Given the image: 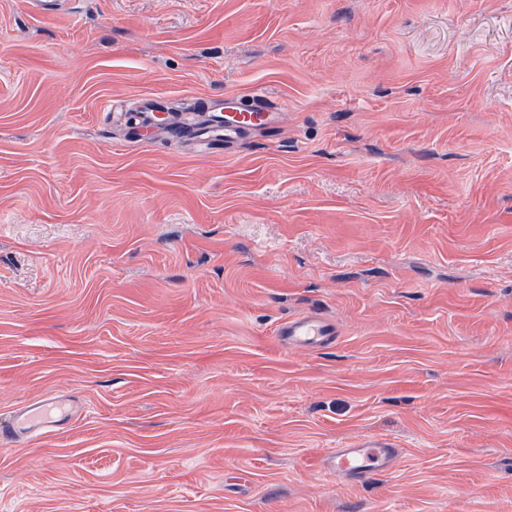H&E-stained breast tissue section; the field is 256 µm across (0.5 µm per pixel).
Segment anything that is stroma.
I'll return each instance as SVG.
<instances>
[{"label": "stroma", "instance_id": "35a3bbf8", "mask_svg": "<svg viewBox=\"0 0 512 512\" xmlns=\"http://www.w3.org/2000/svg\"><path fill=\"white\" fill-rule=\"evenodd\" d=\"M252 92L205 152L110 114ZM47 393L0 512H512V0H0V417ZM275 335L289 346L316 349L334 341L336 325L320 313L309 312L279 323ZM74 400L49 395L13 411L0 424V436L20 439L36 433L57 432L77 414ZM396 453V445L390 439L366 435L349 448H337L327 457L325 469L331 475L360 481L373 471L388 469Z\"/></svg>", "mask_w": 512, "mask_h": 512}]
</instances>
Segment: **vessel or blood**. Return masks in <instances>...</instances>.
Listing matches in <instances>:
<instances>
[{
	"label": "vessel or blood",
	"mask_w": 512,
	"mask_h": 512,
	"mask_svg": "<svg viewBox=\"0 0 512 512\" xmlns=\"http://www.w3.org/2000/svg\"><path fill=\"white\" fill-rule=\"evenodd\" d=\"M278 115L277 103L258 92L252 94L248 108L228 112H214L202 105L183 112H169L150 100L141 110L144 124L166 128L178 135H195L206 145L233 142L243 132L270 124ZM275 334L287 345L316 349L334 341L336 326L323 315L309 312L282 321ZM76 414L74 400L45 396L13 411L6 422L0 423V436L20 439L37 433L56 432ZM396 453L397 448L390 439L366 435L350 447L331 453L325 468L329 474L359 481L371 472L388 469Z\"/></svg>",
	"instance_id": "obj_1"
}]
</instances>
